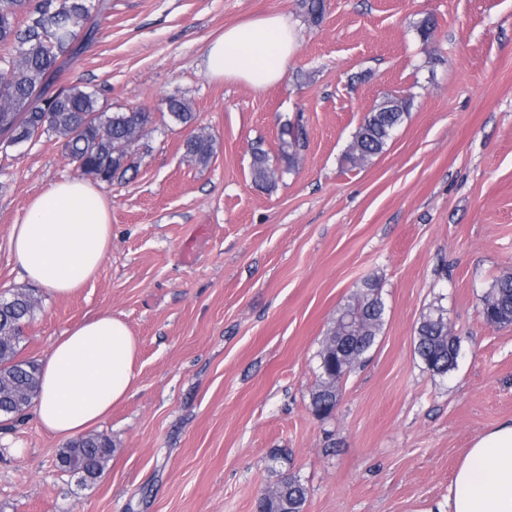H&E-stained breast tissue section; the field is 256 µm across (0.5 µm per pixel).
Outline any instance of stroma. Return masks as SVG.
Wrapping results in <instances>:
<instances>
[{
	"instance_id": "35a3bbf8",
	"label": "stroma",
	"mask_w": 512,
	"mask_h": 512,
	"mask_svg": "<svg viewBox=\"0 0 512 512\" xmlns=\"http://www.w3.org/2000/svg\"><path fill=\"white\" fill-rule=\"evenodd\" d=\"M108 3L62 80L156 119L137 169L97 184L112 223L97 276L69 297L39 289L20 356L40 359L107 311L138 342L136 385L97 427L114 452L94 482L60 468L63 444L33 412L0 422V512H255L285 473L308 490L304 512H444L473 441L512 419V324L482 317L512 273V0H328L316 24L299 0ZM275 14L297 41L279 82L257 92L209 76L211 41ZM389 94L410 99L407 118L349 167L353 133ZM169 97L215 138L207 165L187 159L186 128L160 119ZM289 121L301 160L258 188L251 148L277 152ZM76 175L52 137L0 151V298L20 288L11 225ZM369 280L382 332L317 414L318 353ZM436 305L459 339L444 375L415 351Z\"/></svg>"
}]
</instances>
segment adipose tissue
<instances>
[{
  "label": "adipose tissue",
  "mask_w": 512,
  "mask_h": 512,
  "mask_svg": "<svg viewBox=\"0 0 512 512\" xmlns=\"http://www.w3.org/2000/svg\"><path fill=\"white\" fill-rule=\"evenodd\" d=\"M295 49L293 26L269 15L226 28L206 65L214 78L261 92L281 80ZM9 242L25 280L72 295L97 275L112 246L108 203L89 181L55 182L30 200ZM136 350L127 325L108 312L66 330L39 364L38 424L63 441L104 420L135 385ZM446 512H512V419L474 440L448 488Z\"/></svg>",
  "instance_id": "obj_1"
}]
</instances>
